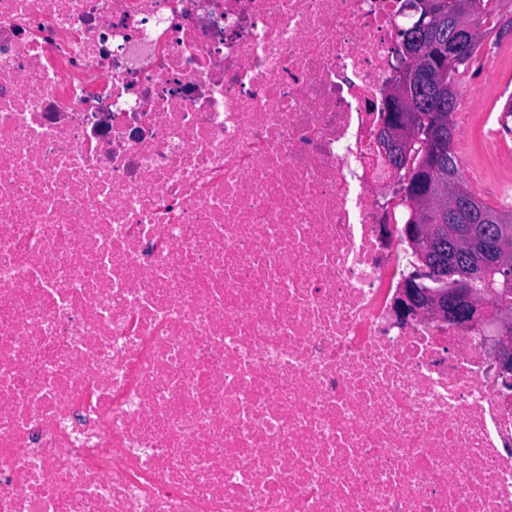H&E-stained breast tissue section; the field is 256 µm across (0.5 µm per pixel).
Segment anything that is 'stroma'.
I'll list each match as a JSON object with an SVG mask.
<instances>
[{
    "mask_svg": "<svg viewBox=\"0 0 512 512\" xmlns=\"http://www.w3.org/2000/svg\"><path fill=\"white\" fill-rule=\"evenodd\" d=\"M498 24L487 33L474 59L458 79L454 147L470 189L496 207H504L499 190L512 184V133L488 142L489 114L500 113L512 96V0H500Z\"/></svg>",
    "mask_w": 512,
    "mask_h": 512,
    "instance_id": "35a3bbf8",
    "label": "stroma"
}]
</instances>
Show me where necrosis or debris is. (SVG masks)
Masks as SVG:
<instances>
[{
	"mask_svg": "<svg viewBox=\"0 0 512 512\" xmlns=\"http://www.w3.org/2000/svg\"><path fill=\"white\" fill-rule=\"evenodd\" d=\"M404 0H0V512H512V374L399 321ZM418 64H413L411 68H407L401 64L398 71L399 80L393 87L390 96L385 98L384 106L387 110L385 123L382 131L377 136L378 152L392 170L400 169L401 162L406 156L407 145L417 133L418 127L411 119L412 112H406L405 104L410 94H415V89L419 87V77L417 75ZM396 105V114L391 116V108L389 106V98Z\"/></svg>",
	"mask_w": 512,
	"mask_h": 512,
	"instance_id": "obj_1",
	"label": "necrosis or debris"
}]
</instances>
